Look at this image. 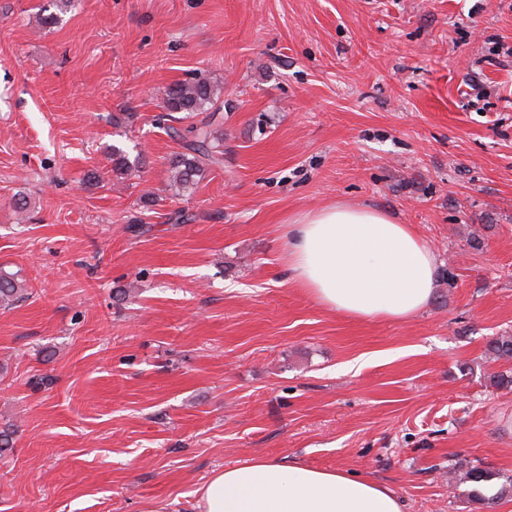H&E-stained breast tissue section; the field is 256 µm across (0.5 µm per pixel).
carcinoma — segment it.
Returning <instances> with one entry per match:
<instances>
[{"instance_id": "cac0c4a2", "label": "carcinoma", "mask_w": 512, "mask_h": 512, "mask_svg": "<svg viewBox=\"0 0 512 512\" xmlns=\"http://www.w3.org/2000/svg\"><path fill=\"white\" fill-rule=\"evenodd\" d=\"M221 91L216 79L200 74L172 83L165 93L161 105L165 115L156 117V124L181 148L169 158V187L174 196L187 195L207 171L224 165V137L220 133L224 124ZM108 159L112 163V172L127 175L140 167L142 155L132 158L123 148L114 146ZM26 298L27 289L18 274L0 270V308L10 309ZM485 358L488 363L512 364V335L489 341ZM494 480L500 481L498 497H484L480 488ZM463 482L473 485L472 495L487 508L494 507L497 498L512 494V476L506 477L480 466L469 467Z\"/></svg>"}]
</instances>
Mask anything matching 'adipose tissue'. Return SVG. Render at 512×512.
<instances>
[{
    "label": "adipose tissue",
    "mask_w": 512,
    "mask_h": 512,
    "mask_svg": "<svg viewBox=\"0 0 512 512\" xmlns=\"http://www.w3.org/2000/svg\"><path fill=\"white\" fill-rule=\"evenodd\" d=\"M283 240L290 282L330 312L403 321L434 296L432 248L383 212L323 206L289 219ZM194 510L404 512V503L369 478L259 456L214 471L198 489Z\"/></svg>",
    "instance_id": "obj_1"
}]
</instances>
